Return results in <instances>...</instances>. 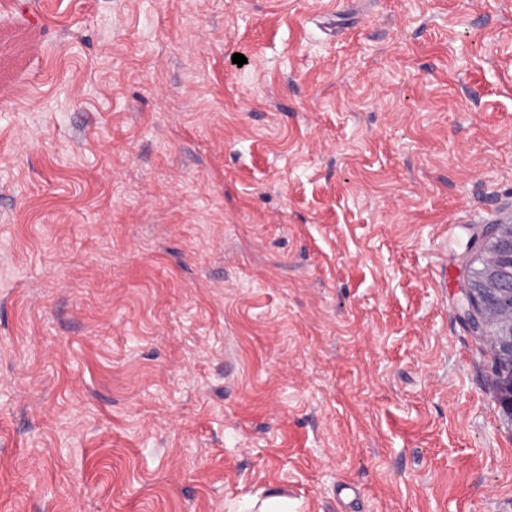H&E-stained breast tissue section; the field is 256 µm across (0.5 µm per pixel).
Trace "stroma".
Returning a JSON list of instances; mask_svg holds the SVG:
<instances>
[{
  "instance_id": "stroma-1",
  "label": "stroma",
  "mask_w": 512,
  "mask_h": 512,
  "mask_svg": "<svg viewBox=\"0 0 512 512\" xmlns=\"http://www.w3.org/2000/svg\"><path fill=\"white\" fill-rule=\"evenodd\" d=\"M0 36V512L512 504L458 288L512 222V0H0ZM299 504L280 493L248 494L238 503V512H296Z\"/></svg>"
}]
</instances>
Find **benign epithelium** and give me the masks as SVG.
I'll use <instances>...</instances> for the list:
<instances>
[{
  "label": "benign epithelium",
  "instance_id": "1",
  "mask_svg": "<svg viewBox=\"0 0 512 512\" xmlns=\"http://www.w3.org/2000/svg\"><path fill=\"white\" fill-rule=\"evenodd\" d=\"M485 266L459 282L462 318L471 333L485 335L490 321L503 327L501 349L512 354V226L488 224L473 241Z\"/></svg>",
  "mask_w": 512,
  "mask_h": 512
}]
</instances>
